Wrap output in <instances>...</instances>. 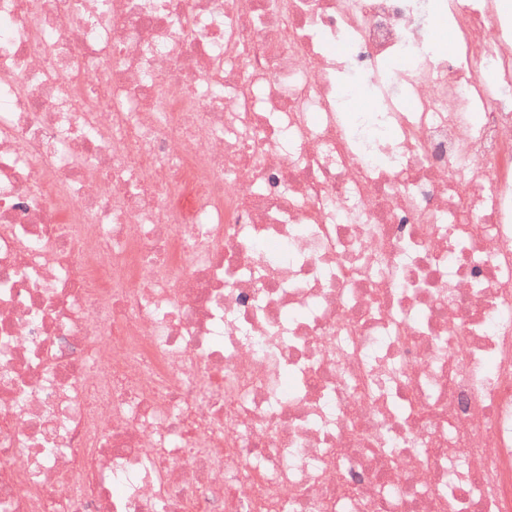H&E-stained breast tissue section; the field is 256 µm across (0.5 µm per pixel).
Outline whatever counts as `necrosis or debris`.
Here are the masks:
<instances>
[{"label":"necrosis or debris","instance_id":"4bbe7bcc","mask_svg":"<svg viewBox=\"0 0 512 512\" xmlns=\"http://www.w3.org/2000/svg\"><path fill=\"white\" fill-rule=\"evenodd\" d=\"M504 2L0 0V512H512Z\"/></svg>","mask_w":512,"mask_h":512}]
</instances>
